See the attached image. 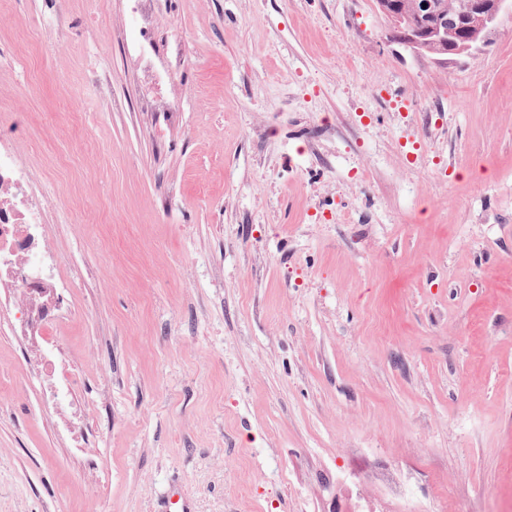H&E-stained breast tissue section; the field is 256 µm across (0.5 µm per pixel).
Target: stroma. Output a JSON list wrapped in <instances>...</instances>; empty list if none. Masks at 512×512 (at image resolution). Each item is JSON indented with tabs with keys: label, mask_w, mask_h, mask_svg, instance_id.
<instances>
[{
	"label": "stroma",
	"mask_w": 512,
	"mask_h": 512,
	"mask_svg": "<svg viewBox=\"0 0 512 512\" xmlns=\"http://www.w3.org/2000/svg\"><path fill=\"white\" fill-rule=\"evenodd\" d=\"M0 15L58 265L0 277V512H512L511 11L444 64L373 0Z\"/></svg>",
	"instance_id": "1"
}]
</instances>
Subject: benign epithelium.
I'll return each mask as SVG.
<instances>
[{"label": "benign epithelium", "instance_id": "benign-epithelium-1", "mask_svg": "<svg viewBox=\"0 0 512 512\" xmlns=\"http://www.w3.org/2000/svg\"><path fill=\"white\" fill-rule=\"evenodd\" d=\"M507 0H375L393 41L435 60L480 51Z\"/></svg>", "mask_w": 512, "mask_h": 512}]
</instances>
